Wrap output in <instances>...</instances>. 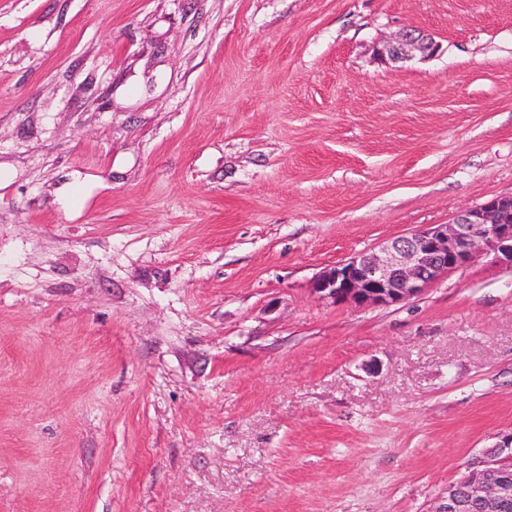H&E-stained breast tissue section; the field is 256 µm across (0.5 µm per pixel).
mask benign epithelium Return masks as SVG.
<instances>
[{
  "label": "benign epithelium",
  "mask_w": 512,
  "mask_h": 512,
  "mask_svg": "<svg viewBox=\"0 0 512 512\" xmlns=\"http://www.w3.org/2000/svg\"><path fill=\"white\" fill-rule=\"evenodd\" d=\"M438 49V42L409 29L375 47L374 54L396 64L415 53L430 57ZM487 251L512 265V195L467 207L449 224L396 238L378 252L326 269L312 290L334 303L398 304ZM432 512H512V432L501 435L463 478L449 484L446 498Z\"/></svg>",
  "instance_id": "obj_1"
}]
</instances>
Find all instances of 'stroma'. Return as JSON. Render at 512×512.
<instances>
[{"label": "stroma", "mask_w": 512, "mask_h": 512, "mask_svg": "<svg viewBox=\"0 0 512 512\" xmlns=\"http://www.w3.org/2000/svg\"><path fill=\"white\" fill-rule=\"evenodd\" d=\"M509 195L512 0H0V512H431L512 431V265L311 285ZM439 49L438 42L428 35H424L415 29L406 30L404 33L385 42L382 46H376L374 54L387 63H402L418 53L422 58L434 55Z\"/></svg>", "instance_id": "obj_1"}]
</instances>
